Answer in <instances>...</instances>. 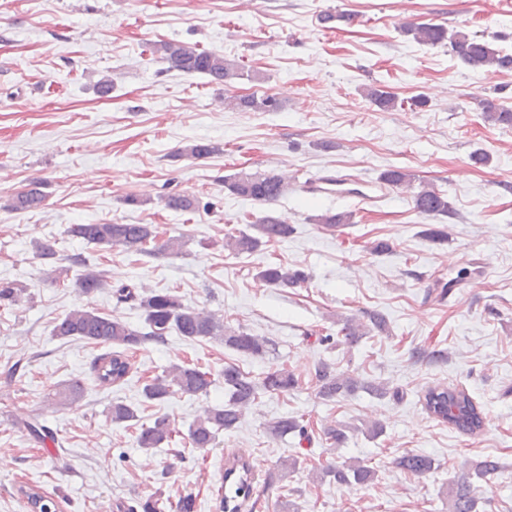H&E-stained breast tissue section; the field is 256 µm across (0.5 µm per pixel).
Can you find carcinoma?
<instances>
[{"instance_id":"obj_1","label":"carcinoma","mask_w":512,"mask_h":512,"mask_svg":"<svg viewBox=\"0 0 512 512\" xmlns=\"http://www.w3.org/2000/svg\"><path fill=\"white\" fill-rule=\"evenodd\" d=\"M402 33L419 44L437 45L448 43L452 53L465 65L478 70H512V54L494 49L489 42L463 31H450L440 24L407 23ZM155 53L169 68L185 74H200L210 83L226 84L233 79L251 78L249 72L237 61L223 54L200 49L179 41H162L155 45ZM369 102L381 110L397 106L394 94L383 85L370 86L365 91ZM224 104L242 112H270L279 108L272 95L233 96L224 99ZM479 106L485 117L503 126H512V106L482 99ZM381 179L392 188L412 190L413 208L417 213L436 219L450 213L448 196L428 184L413 187V177L402 168H391L381 173ZM224 189L231 195L273 204L288 195L291 184L288 177L275 170L255 173H241L224 178ZM45 194L41 182L34 180L25 191L12 198L14 211H32L41 208ZM164 206L176 212H194L200 207V200L186 192L171 193L161 198ZM349 212L327 211L318 216V223L327 227L351 223ZM259 235L254 236L243 230L224 234V249L235 256L250 255L262 244L282 241L292 233L275 211L268 210L255 224ZM64 234L78 239L87 245L119 247L127 252L147 255L178 256L186 245L184 237L163 238L153 224H70ZM83 270L77 275L74 287L79 294L91 297L111 288V281L96 267L82 264ZM258 277L277 288H296L307 282L309 275L298 268L281 263L271 264L258 272ZM25 289L12 281H0V307L16 306L22 301ZM116 301L132 303L139 307L144 326L133 327L117 317L100 313L90 308H77L68 312L53 328L59 339H77L89 344L102 345L108 350L99 354L92 362L91 373L100 387H110L125 381L132 370L130 354L147 342H163L171 332L197 341L216 340L225 346L245 355L263 357L270 350V341L256 336L241 326L224 324V318L203 309L191 307L169 290H136L121 284L112 288ZM387 332L386 317L377 311L367 315V321L354 318L343 320L336 344L350 348L367 336ZM411 357L416 361L427 360L439 363L448 358L442 350L427 351L415 348ZM227 399L224 403L208 408L188 429V442L193 448H211L218 435L236 429L245 412L261 394H286L299 386V379L288 369L273 368L260 378H255L236 365L224 366L222 372ZM315 388L318 397L335 400L363 391L381 399L388 396L397 398L399 391L391 390L384 382L367 381L345 373L330 362H320L314 371ZM214 383L211 372L191 363L174 364L163 375H157L144 382L142 396L145 400L162 404L174 394L197 396L209 392ZM425 410L439 422L452 426L457 431L475 435L485 424L483 413L473 399L463 390L435 386L425 390L423 395ZM112 423L136 428L137 447L146 450L161 448L171 444L176 436L175 427L169 416L160 413L148 424L139 423L137 409L122 401H115L109 411ZM30 437L37 443L54 439L50 428L42 423L41 414L34 413L22 422ZM349 427L334 425L325 428L326 439L334 447L343 445ZM266 433L274 438H282L290 433L301 436L307 434V426L294 416L276 417L266 424ZM398 470L416 477H424L438 468L435 459L419 452H404L392 460ZM472 474L448 482V512H480L474 480H487L500 469V463L486 457L472 465ZM227 475L231 476L229 487L234 489L232 506L240 512L243 501L251 498L252 485L247 483L250 466L247 459L237 457L230 461ZM319 478L346 486H365L378 478V470L359 460L329 464L320 469ZM27 501L37 498L39 512H56V501L35 490H25ZM116 512H197V499L191 493H184L174 502L156 491L141 498L135 506L115 504Z\"/></svg>"}]
</instances>
